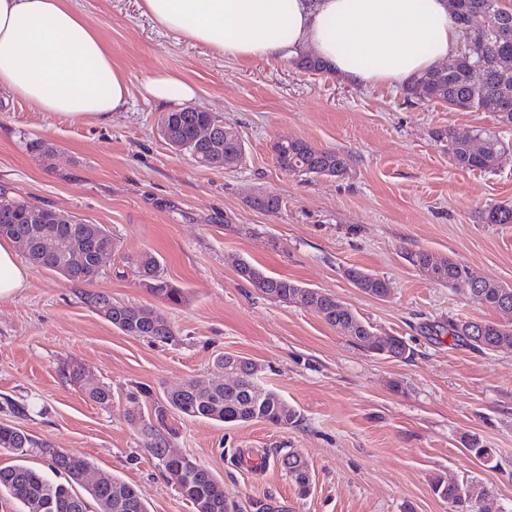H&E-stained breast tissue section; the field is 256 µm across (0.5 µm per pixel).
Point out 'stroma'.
<instances>
[{
	"instance_id": "obj_1",
	"label": "stroma",
	"mask_w": 512,
	"mask_h": 512,
	"mask_svg": "<svg viewBox=\"0 0 512 512\" xmlns=\"http://www.w3.org/2000/svg\"><path fill=\"white\" fill-rule=\"evenodd\" d=\"M130 80L131 103L110 122H74L0 94V193L22 196L84 224L104 225L119 249L94 289L156 309L169 343L133 337L81 300L79 286L28 266L24 288L0 298V423L85 456L92 472L132 485L149 512H193L127 420L126 391L152 390L142 411L187 380L222 383L218 355L252 359L263 382L298 414L296 424L235 426L168 420L170 448L209 468L239 512H452L435 477L480 482L472 512H512V348L478 352L445 334L452 320L500 321L463 286L427 278L418 250L466 264L473 275L512 286V224H488V206L512 203V160L491 172L456 167L432 132L496 129L487 112L405 102L398 85H350L297 60L240 61L161 32L141 0H71ZM168 70L195 85L193 108L215 113L245 146L230 168H206L157 131L160 107L142 78ZM302 138L347 153L348 176L300 180L271 151ZM281 200L275 213L252 197ZM157 255L186 298L174 306L147 293L127 259ZM330 293L374 334L402 337L406 359L368 352L313 310L268 299L238 277L235 260ZM356 267L385 278L382 299L356 288ZM110 386L109 406L65 376ZM474 437L491 448L476 460ZM264 454L254 469L251 453ZM309 465L299 494L281 455Z\"/></svg>"
}]
</instances>
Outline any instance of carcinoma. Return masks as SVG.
Instances as JSON below:
<instances>
[{
	"label": "carcinoma",
	"mask_w": 512,
	"mask_h": 512,
	"mask_svg": "<svg viewBox=\"0 0 512 512\" xmlns=\"http://www.w3.org/2000/svg\"><path fill=\"white\" fill-rule=\"evenodd\" d=\"M458 26L469 29L468 19L478 11L486 15L485 25L475 29L471 37L460 46L447 64L439 65L420 75L409 78L402 87L406 101L419 104L441 102L454 111H482L491 113L499 124L512 127V68L504 69L500 62L512 60V18L502 17L499 0H451L449 4ZM223 122L211 112L184 108L168 112L160 120L159 134L174 150L184 148L192 153L193 140L202 126H221ZM434 139L443 144L455 166L467 170L492 171L507 159L508 146L492 132L478 130L473 136L461 138L451 128L432 132ZM224 163L232 167L240 162L245 148L241 139L222 137ZM278 166L296 177H344L349 174V157L339 151L319 149L304 139L276 141L271 146ZM251 205L273 213L281 207L280 198L261 194L253 197ZM48 215L50 209L35 205L23 197L0 195V238L12 241L34 265L53 271L74 285H89L100 275L101 268L87 263L84 271H69L57 256L38 251L31 216ZM488 224H512V205L495 204L484 216ZM68 225L67 245L85 246L94 237L112 240L110 232L100 224H79L70 216H60ZM409 259L439 284L457 285L470 274L468 266L450 259H437L431 253L418 251ZM137 274L140 285L153 296L171 305H179L185 290L163 276L159 259L148 252L127 257ZM237 274L257 292L274 301L308 307L320 314L330 326L345 332L368 352L390 358L405 359L408 345L399 336L386 335L376 339L371 326L354 311L342 305L332 295L282 276H272L259 267L244 261L235 262ZM347 278L364 293L384 298L391 288L388 280L351 267ZM483 302L507 318L505 323L459 320L448 323V334L479 351H495L501 345L512 346V287L485 280L477 289ZM83 302L123 333L168 343L174 332L167 319L154 310L129 303H120L104 291H85ZM216 366L239 369L244 374L243 386L236 392L216 385L206 393L197 391V381L191 379L166 394L164 401L156 403L150 414L132 413L129 422L141 435L143 447L163 466L177 485L183 498L192 504L194 512H234V506L224 494V484L213 473L203 475L183 460L168 454L169 442L164 434L168 415L182 419L212 420L225 425L252 421L285 427L298 422L296 411L279 393L265 386L261 380L262 368L252 360L224 354L217 358ZM69 381L77 385L91 401L107 406L112 403V389L85 382L84 368L72 365L67 369ZM0 452L16 458L40 456L48 468L63 478L52 482L39 469L22 463L0 466V492L17 500L25 512H89V501H94L98 512H148L137 491L128 483L109 473L99 474L96 484L85 488L81 496L75 487L85 482L91 465L88 460L64 448H55L25 430L0 425ZM288 462L286 474L303 495L312 483L305 460L291 452L281 457ZM434 494L452 503L456 512H469L472 503L487 495L485 487L477 482L458 484L437 477L432 482Z\"/></svg>",
	"instance_id": "cac0c4a2"
}]
</instances>
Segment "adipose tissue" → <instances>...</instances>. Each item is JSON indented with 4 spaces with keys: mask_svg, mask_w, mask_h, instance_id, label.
I'll list each match as a JSON object with an SVG mask.
<instances>
[{
    "mask_svg": "<svg viewBox=\"0 0 512 512\" xmlns=\"http://www.w3.org/2000/svg\"><path fill=\"white\" fill-rule=\"evenodd\" d=\"M159 28L237 60L314 49L343 81L408 80L451 59L461 31L448 0H142ZM0 91L72 121L126 111L127 75L69 0H0ZM141 93L175 112L195 96L178 74L146 75Z\"/></svg>",
    "mask_w": 512,
    "mask_h": 512,
    "instance_id": "ef3b65f1",
    "label": "adipose tissue"
}]
</instances>
